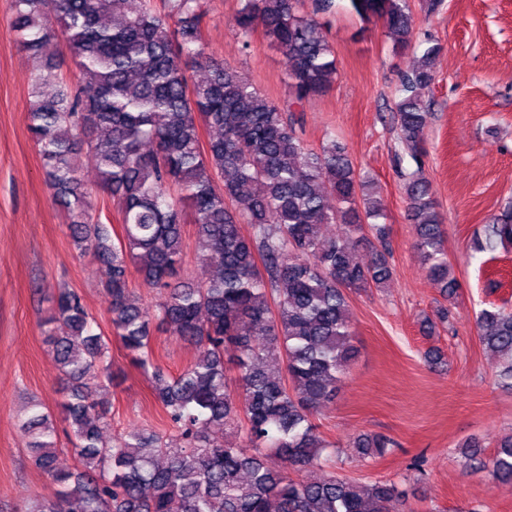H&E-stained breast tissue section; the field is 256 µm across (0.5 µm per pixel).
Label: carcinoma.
I'll use <instances>...</instances> for the list:
<instances>
[{"instance_id": "carcinoma-1", "label": "carcinoma", "mask_w": 512, "mask_h": 512, "mask_svg": "<svg viewBox=\"0 0 512 512\" xmlns=\"http://www.w3.org/2000/svg\"><path fill=\"white\" fill-rule=\"evenodd\" d=\"M126 3L12 0L13 28L38 62L29 129L47 183L67 212L73 248L105 272L113 332L149 376L171 432L132 429L104 441L111 418L101 395L116 381L108 340L81 296L59 289L46 341L67 380L61 412L76 465H59L52 413L30 402L18 427L36 467L60 491L21 512H390L400 497L395 485L321 471L331 443L312 420L356 356L348 292L383 288L393 275L390 229L379 223L385 214L371 181L340 142L308 149L288 118L336 80L333 47L313 18L333 0H240L235 28L243 47L259 19L284 55L292 87L286 105L205 56L202 0ZM350 4L407 45V0ZM58 29L75 63L68 78L54 74L57 64L42 54ZM436 52L429 47L403 75L391 119L398 160L416 165L404 174L413 247L452 299L459 284L444 219L421 168L429 117L422 93L434 80ZM82 153L120 215L116 236L89 213ZM324 224L340 231L326 238ZM188 234L206 274L182 281ZM499 246L512 248V200L472 242L475 253ZM361 249L370 252L365 263L355 260ZM133 275L159 291L158 303H140L129 287ZM476 324L480 343L502 359L499 383L512 386V309L493 304ZM169 327L195 349L176 376L152 358V330ZM216 427L244 432L247 443L224 445ZM391 445L374 434L352 448L366 460ZM270 452L279 465L269 464ZM489 466L495 479L512 482V432L498 441Z\"/></svg>"}]
</instances>
